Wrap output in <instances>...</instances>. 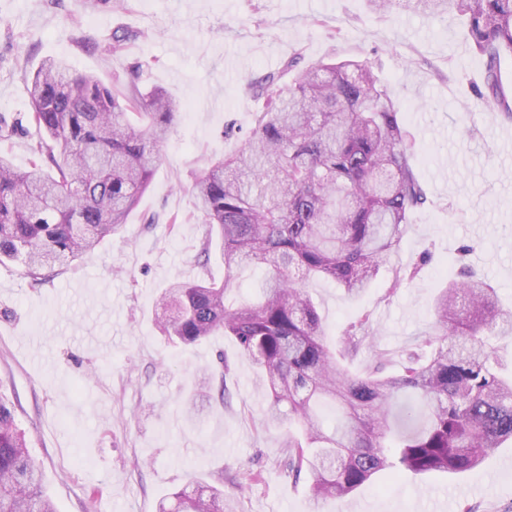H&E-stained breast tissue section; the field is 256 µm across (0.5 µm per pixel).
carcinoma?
<instances>
[{
    "mask_svg": "<svg viewBox=\"0 0 512 512\" xmlns=\"http://www.w3.org/2000/svg\"><path fill=\"white\" fill-rule=\"evenodd\" d=\"M378 11L398 5L451 15L487 57L484 92L491 112L512 120V96L498 62L512 56V0H369ZM135 33L113 34L105 52L118 57ZM287 90L266 76L251 89L265 97L242 147L195 178L196 206L207 226L201 252L217 243L224 281L173 282L156 315L173 344L216 333L234 339L270 402L266 417L296 426L284 444L294 478L310 475L317 501L339 500L376 474L472 472L487 451L512 441V377L505 357L484 339L512 336L486 279L463 265L434 300L442 336L423 335L419 351L385 373L384 359L357 374L341 363L372 335L369 317L349 324L339 352L324 342L307 291L315 278L356 296L370 287L400 242L414 210L427 202L412 165L399 108L363 61L328 56L301 68ZM139 75L104 85L47 59L34 73L28 122L42 134L31 167L0 157V265L17 263L39 284L55 262H71L119 232L150 186L179 103L141 91ZM263 266L259 298L234 306L238 271ZM333 402L332 429L317 406ZM159 512H224V490L201 485L171 494ZM0 512H55L42 473L0 396Z\"/></svg>",
    "mask_w": 512,
    "mask_h": 512,
    "instance_id": "1",
    "label": "carcinoma"
}]
</instances>
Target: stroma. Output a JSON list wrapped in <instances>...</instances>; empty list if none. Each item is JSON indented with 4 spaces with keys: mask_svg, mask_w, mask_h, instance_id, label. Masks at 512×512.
<instances>
[{
    "mask_svg": "<svg viewBox=\"0 0 512 512\" xmlns=\"http://www.w3.org/2000/svg\"><path fill=\"white\" fill-rule=\"evenodd\" d=\"M137 37L110 59L81 48L113 32ZM368 62L398 104L427 205L412 213L397 252L358 296L324 280L308 290L327 344L370 317L376 331L350 368L385 352L399 360L433 331L431 307L449 276L444 261L471 246L512 311V121L476 93L485 57L457 20L391 10L368 0H0V119L17 125L0 155L31 165L36 131L28 86L45 59L65 60L103 83L139 70L143 89L176 99L177 114L148 190L119 233L35 284L0 265V396L12 406L57 512H157L175 489L224 479L229 512H512V442L457 478L376 476L341 501L315 503L309 478L282 463L284 426L263 421L268 396L239 346L215 334L174 345L156 326L163 288L208 272L224 277L219 249L198 257L205 227L194 178L236 151L263 98L249 84L281 72L294 51ZM417 268L394 283L396 270ZM223 399L197 394L202 376Z\"/></svg>",
    "mask_w": 512,
    "mask_h": 512,
    "instance_id": "35a3bbf8",
    "label": "stroma"
}]
</instances>
